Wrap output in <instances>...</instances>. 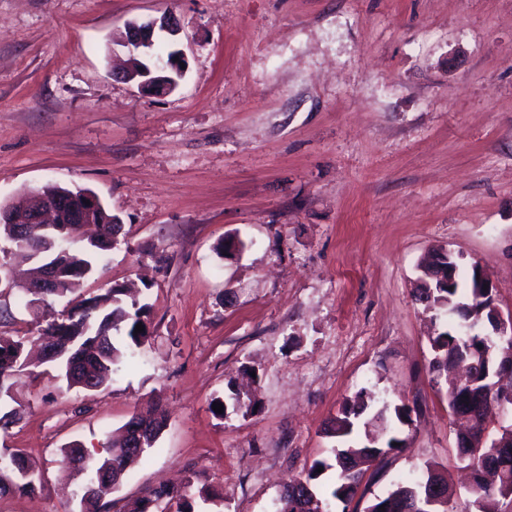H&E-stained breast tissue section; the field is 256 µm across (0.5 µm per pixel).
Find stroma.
Listing matches in <instances>:
<instances>
[{
  "mask_svg": "<svg viewBox=\"0 0 512 512\" xmlns=\"http://www.w3.org/2000/svg\"><path fill=\"white\" fill-rule=\"evenodd\" d=\"M169 15L187 68L166 95L119 76L128 22ZM58 184L94 192L122 225L93 298L132 286L149 340L111 384L66 388L46 368L0 409V449L44 477L0 512H77L112 433L160 405L156 449L113 491L222 490L206 512H276L284 482L326 462L330 512H365L427 466L470 500L430 339L413 297L431 249L480 264L512 314V0H0V204ZM237 236L244 248L225 255ZM0 336L37 332L24 263L0 252ZM243 384L257 407L216 416ZM408 404L405 447L349 502L331 497L340 406Z\"/></svg>",
  "mask_w": 512,
  "mask_h": 512,
  "instance_id": "1",
  "label": "stroma"
}]
</instances>
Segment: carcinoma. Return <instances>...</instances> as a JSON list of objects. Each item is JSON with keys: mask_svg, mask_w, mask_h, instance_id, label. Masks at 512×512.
Listing matches in <instances>:
<instances>
[{"mask_svg": "<svg viewBox=\"0 0 512 512\" xmlns=\"http://www.w3.org/2000/svg\"><path fill=\"white\" fill-rule=\"evenodd\" d=\"M72 239L73 248L66 256H59L53 243L40 238L29 237L24 241V247L35 256V266L32 274H42V260L53 258L62 265L61 272L54 287L47 288L37 295L27 291L26 308L30 311L34 321L46 323L37 342L44 351H53L54 357L44 358V362L52 363L57 370V377L66 382L67 387H86L88 383L100 389L112 383L113 365L121 358L133 360V348L140 346L149 337L148 304L133 302L128 304L123 299V290L114 288L108 298V305H103L97 299L85 300L81 312L59 316L50 310L49 299H63L76 293L85 278L93 275L99 268L103 255L110 248L103 245L101 237L88 233L84 224H72L67 232ZM416 298L425 303V307L435 312L436 317L444 315L456 318V323L444 332L432 337L431 349L433 358L431 369L456 371L460 361L470 357L474 352L489 354L493 361L501 359L504 349H512V336L500 339L485 335L481 324L475 322L486 300L476 294L473 288V276L465 279H455L446 288L434 289L433 295H427V289H416ZM144 326V331L134 333L137 324ZM27 336H0V398L10 396L12 380L27 376L37 379L40 372L37 365L31 363L25 355ZM495 366H490L491 377L484 378L482 373L474 375L473 384L452 385L448 387V408L456 412L465 405L473 414L471 430L476 443L481 445V453L492 454L498 450V445L506 440H512V424L492 426L495 415L509 416L512 414V400H500V389L496 385L505 382L512 386V375L504 374L500 377L492 376ZM372 397L357 395L348 402L339 416L336 417L333 429L337 432L336 438L342 446L334 449L357 467L349 475H343L338 470L336 484L331 496L339 501L353 499L358 492L362 477L363 465L372 463L373 456L366 453V440L359 438L350 441L355 432H362L366 427H376L383 424L386 431H392L391 420L401 425L411 423L410 413L413 408L402 404L394 407V418H389L385 410H373ZM133 417L140 423L155 432L154 439H159L167 424L164 411L155 406L145 413H135ZM144 453L133 456H115L112 458V471L115 478L122 480L138 465ZM107 457L91 460L92 476L90 482L80 499V512H111L115 502L95 490L98 485V472L106 464ZM325 466L322 460L313 461L306 469L302 478L311 493L309 502L314 507L291 512H320L321 499L315 493L317 481L321 474L317 469ZM436 479L440 482L444 478L426 469L420 477L405 483L395 485L385 495L377 497L369 508L379 509L387 502H392L391 512H402V499L410 498L421 490L422 483ZM43 487L40 476L34 474L27 465L26 454L17 449L13 451L4 463H0V494L19 493L31 494ZM473 503L479 506L480 512H490L487 503L499 496L496 488L489 487L479 478H474L470 490ZM219 498L208 485H201L195 491L175 490L161 487L151 490L146 496L137 499L125 512H153L164 501L175 502L176 512H195L196 501L204 503L215 502Z\"/></svg>", "mask_w": 512, "mask_h": 512, "instance_id": "cac0c4a2", "label": "carcinoma"}]
</instances>
